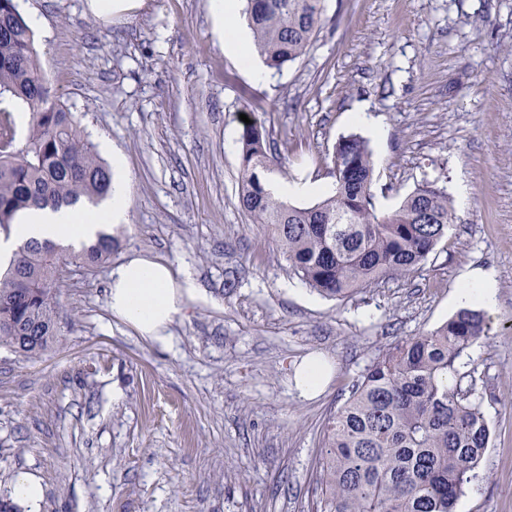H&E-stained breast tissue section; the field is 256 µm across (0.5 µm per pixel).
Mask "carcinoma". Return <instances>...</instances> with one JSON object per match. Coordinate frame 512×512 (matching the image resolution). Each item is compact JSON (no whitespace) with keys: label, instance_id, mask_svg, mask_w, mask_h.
Returning a JSON list of instances; mask_svg holds the SVG:
<instances>
[{"label":"carcinoma","instance_id":"1","mask_svg":"<svg viewBox=\"0 0 512 512\" xmlns=\"http://www.w3.org/2000/svg\"><path fill=\"white\" fill-rule=\"evenodd\" d=\"M324 0H247L254 48L279 70L304 55L322 22ZM29 111L19 135L13 106ZM241 208L272 235L292 270L321 294L348 297L424 262L448 233V193L431 184L379 212L372 153L357 135L333 155L335 184L320 203L296 207L274 196L267 178L278 159L262 125L241 133ZM109 166L79 118L50 98L34 33L17 0H0V229L31 208L98 203L111 190ZM102 233L72 257L97 264L112 254ZM62 247L26 241L0 274V345L36 355L57 336L55 263ZM485 335L482 313L462 309L435 330L391 347L373 362L333 414L316 512H454L488 448L490 430L473 382L458 370Z\"/></svg>","mask_w":512,"mask_h":512}]
</instances>
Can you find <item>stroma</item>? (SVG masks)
Returning <instances> with one entry per match:
<instances>
[{
  "label": "stroma",
  "instance_id": "stroma-1",
  "mask_svg": "<svg viewBox=\"0 0 512 512\" xmlns=\"http://www.w3.org/2000/svg\"><path fill=\"white\" fill-rule=\"evenodd\" d=\"M18 3L42 19L52 95L125 159L127 222L104 262H64L50 348L0 346V494L26 474L44 488L38 512H314L328 421L352 383L454 315L461 274L480 269L497 302L459 369L490 441L455 512H512V0H325L312 47L263 83L221 49L209 0L109 19L88 0ZM360 106L382 138L352 121ZM246 118L288 181L332 187L334 149L357 134L378 211L460 178L470 203L418 270L320 295L239 204ZM131 255L197 282L167 345L109 309L112 268ZM312 357L331 374L309 398L295 371Z\"/></svg>",
  "mask_w": 512,
  "mask_h": 512
}]
</instances>
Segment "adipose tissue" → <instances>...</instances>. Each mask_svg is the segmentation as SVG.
I'll return each mask as SVG.
<instances>
[{
  "label": "adipose tissue",
  "mask_w": 512,
  "mask_h": 512,
  "mask_svg": "<svg viewBox=\"0 0 512 512\" xmlns=\"http://www.w3.org/2000/svg\"><path fill=\"white\" fill-rule=\"evenodd\" d=\"M220 29L223 50L244 65L256 80L266 72L251 58L249 35L237 22L238 0H209ZM127 197L122 180H114L106 205L98 209L62 206L20 213L10 236L0 237V264L8 263L18 243L37 240L72 243L95 239L104 226L123 223ZM196 282L191 272L176 270L145 256H134L113 267L110 309L116 318L131 325L141 336L167 344L169 328L181 310L182 296L192 294ZM497 282L487 272L467 271L460 277L458 301L487 309L496 303Z\"/></svg>",
  "instance_id": "adipose-tissue-1"
}]
</instances>
